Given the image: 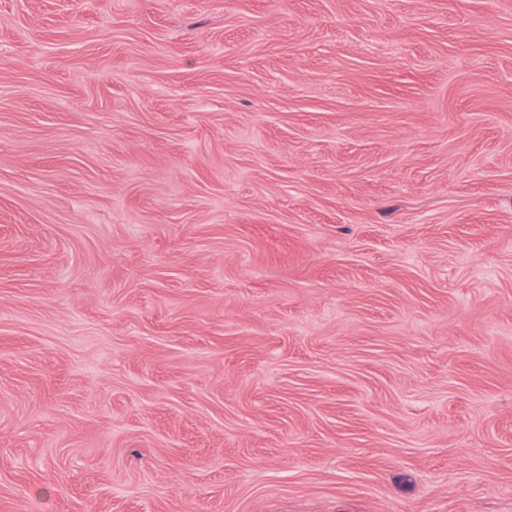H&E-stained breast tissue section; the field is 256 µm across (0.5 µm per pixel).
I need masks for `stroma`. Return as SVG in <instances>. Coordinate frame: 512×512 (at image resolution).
Wrapping results in <instances>:
<instances>
[{
  "label": "stroma",
  "mask_w": 512,
  "mask_h": 512,
  "mask_svg": "<svg viewBox=\"0 0 512 512\" xmlns=\"http://www.w3.org/2000/svg\"><path fill=\"white\" fill-rule=\"evenodd\" d=\"M0 512H512V0H0Z\"/></svg>",
  "instance_id": "obj_1"
}]
</instances>
